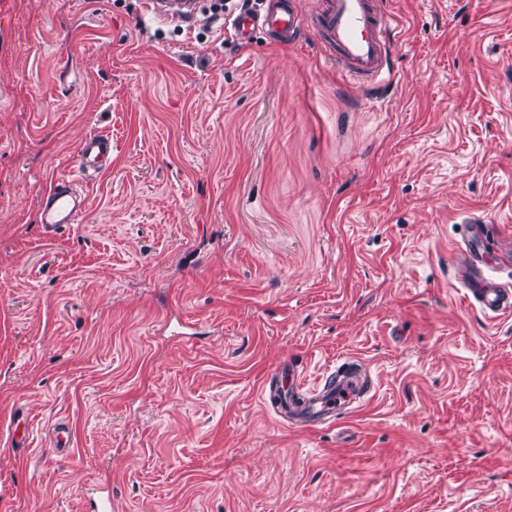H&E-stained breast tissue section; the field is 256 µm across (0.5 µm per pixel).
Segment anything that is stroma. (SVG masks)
Wrapping results in <instances>:
<instances>
[{
  "label": "stroma",
  "mask_w": 512,
  "mask_h": 512,
  "mask_svg": "<svg viewBox=\"0 0 512 512\" xmlns=\"http://www.w3.org/2000/svg\"><path fill=\"white\" fill-rule=\"evenodd\" d=\"M381 6L371 89L311 32L0 0V512H512V314L462 287L470 225L512 255V0ZM95 134L112 168L47 233ZM349 357L372 391L333 425L262 402ZM86 207L87 196L84 191L78 189L73 180L57 178L41 199V224L49 230L75 224Z\"/></svg>",
  "instance_id": "1"
}]
</instances>
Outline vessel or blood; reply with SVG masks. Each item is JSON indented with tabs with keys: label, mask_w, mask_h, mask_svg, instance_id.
Instances as JSON below:
<instances>
[{
	"label": "vessel or blood",
	"mask_w": 512,
	"mask_h": 512,
	"mask_svg": "<svg viewBox=\"0 0 512 512\" xmlns=\"http://www.w3.org/2000/svg\"><path fill=\"white\" fill-rule=\"evenodd\" d=\"M146 7L160 17L194 14L192 0H147ZM397 27L394 15L382 10L377 0H318L311 15L305 14L296 0H264L262 10L239 13L231 21L235 39L244 44L259 31L279 43L315 31L327 51L328 63L345 77L360 79L372 88L393 74L392 34ZM111 164L110 136L98 134L80 143L74 161L80 176L95 175ZM86 207L87 196L75 181L58 178L40 202L41 222L46 229L55 230L76 223ZM492 265V259L470 253L464 280L466 296L484 312L511 315L512 282L492 280L487 274ZM361 371L359 362L349 361L328 372L305 413L309 426L334 423L365 396L367 387Z\"/></svg>",
	"instance_id": "obj_1"
}]
</instances>
